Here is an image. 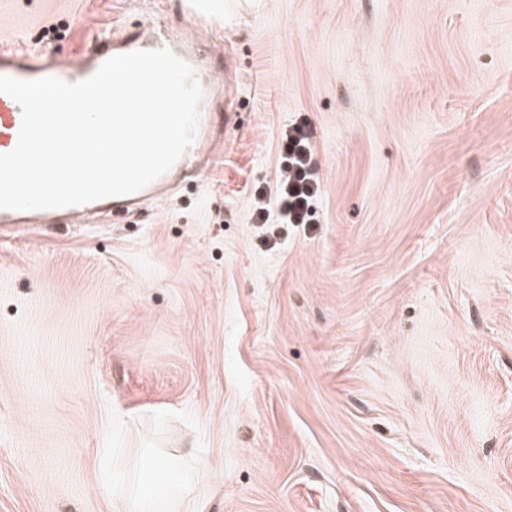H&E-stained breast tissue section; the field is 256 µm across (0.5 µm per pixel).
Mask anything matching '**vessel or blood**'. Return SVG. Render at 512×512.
<instances>
[{
  "label": "vessel or blood",
  "mask_w": 512,
  "mask_h": 512,
  "mask_svg": "<svg viewBox=\"0 0 512 512\" xmlns=\"http://www.w3.org/2000/svg\"><path fill=\"white\" fill-rule=\"evenodd\" d=\"M202 45L200 38L173 37L163 33L160 23L150 21L136 26L130 32L101 33L97 47L89 49L72 64L48 63L43 49L34 46L19 50L0 47V75L19 80L55 77L67 83L87 79L113 56L166 47L192 67L194 78L203 91L194 143L157 180L134 194L106 198L81 206L39 211L0 210V232L11 233L22 227L38 224H74L97 214H129L142 209L150 201L163 198L173 181L192 180L199 170L215 166V158L203 154L205 140L211 129L209 106L213 100L215 75L204 65ZM21 121L20 106L8 95L0 94V153L9 152L15 147Z\"/></svg>",
  "instance_id": "vessel-or-blood-1"
}]
</instances>
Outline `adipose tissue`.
<instances>
[{
  "label": "adipose tissue",
  "mask_w": 512,
  "mask_h": 512,
  "mask_svg": "<svg viewBox=\"0 0 512 512\" xmlns=\"http://www.w3.org/2000/svg\"><path fill=\"white\" fill-rule=\"evenodd\" d=\"M199 477L197 472L185 468L179 472L166 475L150 484L125 482L117 480L112 484V500L124 503L128 512H160L165 498H178L196 491Z\"/></svg>",
  "instance_id": "adipose-tissue-1"
}]
</instances>
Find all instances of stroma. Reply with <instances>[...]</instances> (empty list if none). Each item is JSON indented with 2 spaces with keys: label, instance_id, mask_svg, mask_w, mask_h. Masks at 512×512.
<instances>
[{
  "label": "stroma",
  "instance_id": "35a3bbf8",
  "mask_svg": "<svg viewBox=\"0 0 512 512\" xmlns=\"http://www.w3.org/2000/svg\"><path fill=\"white\" fill-rule=\"evenodd\" d=\"M27 0L70 59L183 13L239 73L224 158L168 204L0 246V512H114L155 456L178 512H512V0ZM309 223L254 195L284 130ZM277 151L275 182L258 192L259 199H268L266 207L258 208V219L263 224H306L320 186L308 132L299 125L289 128L281 136ZM199 477L197 471L190 468L180 469L178 473L168 474L150 484L129 482L126 479L112 482V505L116 502V512H159L163 500L171 497L173 500L195 492ZM130 504L127 510L118 508L119 504Z\"/></svg>",
  "mask_w": 512,
  "mask_h": 512
}]
</instances>
